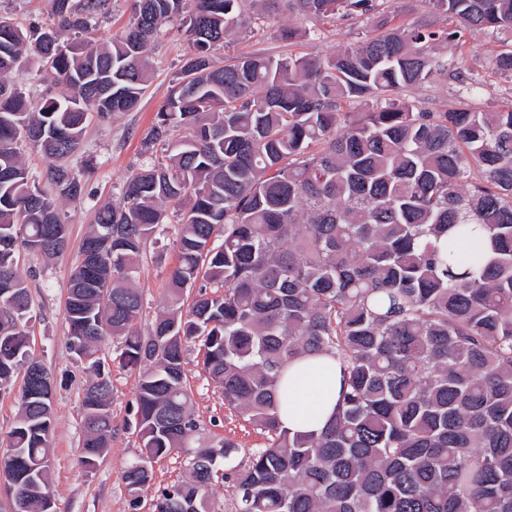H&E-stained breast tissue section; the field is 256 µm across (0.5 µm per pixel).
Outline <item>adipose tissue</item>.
<instances>
[{"label":"adipose tissue","mask_w":512,"mask_h":512,"mask_svg":"<svg viewBox=\"0 0 512 512\" xmlns=\"http://www.w3.org/2000/svg\"><path fill=\"white\" fill-rule=\"evenodd\" d=\"M288 399L280 420L291 433H319L335 413L343 389L341 369L328 355L291 362L285 370Z\"/></svg>","instance_id":"adipose-tissue-1"}]
</instances>
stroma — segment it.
I'll list each match as a JSON object with an SVG mask.
<instances>
[{
    "instance_id": "stroma-1",
    "label": "stroma",
    "mask_w": 512,
    "mask_h": 512,
    "mask_svg": "<svg viewBox=\"0 0 512 512\" xmlns=\"http://www.w3.org/2000/svg\"><path fill=\"white\" fill-rule=\"evenodd\" d=\"M430 16L425 0H387L381 17H340L324 24L277 11L270 13L260 28L242 32L233 42L215 47L214 54L222 62L250 53L280 58L300 53L330 54L345 46L358 45L375 34L379 18H386L393 26L417 24ZM285 25L306 30L307 38L293 45L281 41L278 31ZM509 47L510 33L471 30L465 32L459 44L449 45L445 51L449 69H463L477 80L479 88L473 103L478 111L498 112L512 105V76L498 73L490 65L493 56ZM187 51L188 45L176 29L168 24L161 27L150 50L154 77L139 106L109 121L91 122L79 150L69 160L83 177L86 197L83 203L63 207L69 233L66 250L49 259L24 251L19 254L18 270L30 285L33 307V317L27 324L31 352L54 378L50 490L55 512H131L122 474L140 451L132 426L138 373L113 368L112 440L98 467L85 472L79 464L81 399L89 374L68 347L65 303L70 274L95 212L105 203L118 200L125 178L145 162L142 139L151 128ZM179 230V224H167L165 234L149 242L140 259L138 286L144 294L140 328H147L160 312L167 277L177 261ZM201 361L198 348H190L185 374L195 414L211 442L226 438L237 444L233 462L246 466L263 438L235 411L225 407L219 388L203 375Z\"/></svg>"
}]
</instances>
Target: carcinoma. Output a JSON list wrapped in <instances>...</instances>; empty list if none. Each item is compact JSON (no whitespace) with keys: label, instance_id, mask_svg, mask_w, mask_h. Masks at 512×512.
I'll use <instances>...</instances> for the list:
<instances>
[{"label":"carcinoma","instance_id":"obj_1","mask_svg":"<svg viewBox=\"0 0 512 512\" xmlns=\"http://www.w3.org/2000/svg\"><path fill=\"white\" fill-rule=\"evenodd\" d=\"M108 0H53L49 23L0 16V390L23 370L18 412L0 448L6 494L21 512H55L50 493L53 391L34 376L32 310L18 252L54 257L68 243L58 202H82L69 168L90 115L137 107L151 39L176 20L177 78L145 137L162 150L99 208L81 252L112 231V279L81 260L66 300L69 349L88 365L79 462L94 471L112 436V372L96 357L109 336L120 368L139 369L140 453L122 479L132 512L154 463L186 456L190 475L158 488L154 512H214L223 471L236 512H512V107L477 112L473 84L440 112L407 88L448 73L438 49L465 30L512 33V0H428L455 20L387 26L329 55L211 51L264 11L330 22L376 15L379 0H133L108 43L88 39ZM56 92L31 98L6 77L29 57ZM512 75V47L492 61ZM380 106L350 115V101ZM179 128L183 135L171 137ZM51 159L38 188L21 144ZM181 224L164 306L142 332L136 288L146 244ZM198 288L189 309L183 293ZM247 425L266 436L249 464L236 445L199 441L185 356ZM329 354L343 372L336 416L292 435L277 387L293 360Z\"/></svg>","mask_w":512,"mask_h":512}]
</instances>
